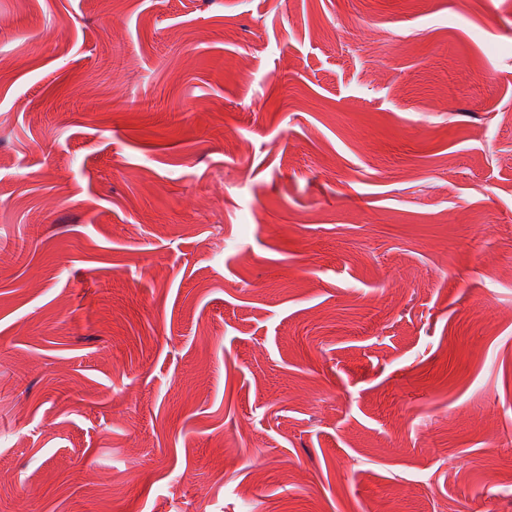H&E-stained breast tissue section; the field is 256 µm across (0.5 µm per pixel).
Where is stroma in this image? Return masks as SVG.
Masks as SVG:
<instances>
[{"label":"stroma","instance_id":"stroma-1","mask_svg":"<svg viewBox=\"0 0 512 512\" xmlns=\"http://www.w3.org/2000/svg\"><path fill=\"white\" fill-rule=\"evenodd\" d=\"M0 512H512V0H0Z\"/></svg>","mask_w":512,"mask_h":512}]
</instances>
